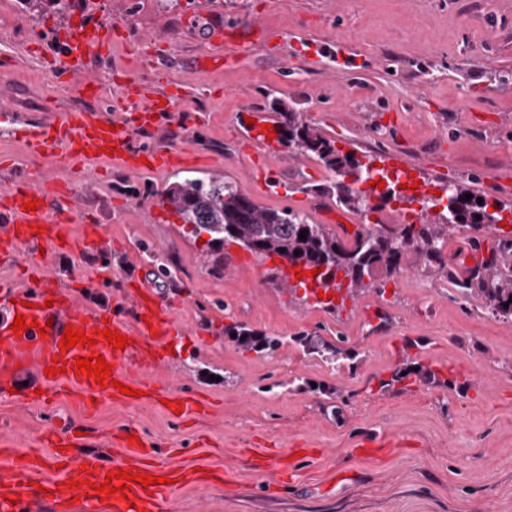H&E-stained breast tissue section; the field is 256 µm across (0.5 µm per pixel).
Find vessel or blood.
<instances>
[{
  "mask_svg": "<svg viewBox=\"0 0 512 512\" xmlns=\"http://www.w3.org/2000/svg\"><path fill=\"white\" fill-rule=\"evenodd\" d=\"M111 31L100 22L80 24L68 31L63 39V52L57 60V71L65 78L82 77L93 95H101V84L87 76L85 62L96 55L109 54ZM323 58L333 62L337 70L345 71L355 65L358 55L344 40L332 41L323 51ZM176 95L135 93L127 97L120 116L100 118L84 112H65L41 120H28L15 113L8 103L0 104V123L6 124L13 139L24 142L29 154L47 159L55 172L49 182L33 184L23 172L21 159L0 154V178L5 185L0 188V256L5 259L23 255L25 263L38 260L45 251L59 248L61 237L75 221L68 204L75 192L65 173L72 161H100V148L114 145L113 161L133 172H155L170 169L172 161L182 156L177 147H138L134 137L154 127L155 117L173 110ZM249 121L240 133L253 149L270 155L272 141L265 127L270 124L268 113L255 109L252 103L243 107ZM37 201L36 211L24 210L28 201ZM31 321V328L24 332L12 331L16 316ZM46 326V333H39V326ZM83 332L85 339L70 350H62L59 342L66 328ZM117 331L129 340L124 349H113L98 333L104 329ZM182 329L172 318L169 302L149 289L139 290L132 315H125L116 308L88 311L79 292L63 290L46 281L30 283L23 288L9 285L0 287V398L8 400H36V392H14L18 369L36 362L42 374L38 390L65 388L73 400L85 411H92L97 402L110 400L128 402V395L119 391L126 385L144 390V375L161 359L162 351L175 342ZM96 337L95 346H87L86 338ZM103 356L110 364L112 381L98 385L94 377L75 372L76 358L88 355ZM56 369V376L45 375V368ZM49 448V457L38 455L16 456L11 440L0 439V454L6 458L7 467L0 471V512H29V496L37 489H44L45 500L54 504L58 512H84L89 502L92 485L104 482L107 474L118 471L144 472L160 477L157 485L132 482L126 497L106 496L110 512H161L174 484L198 480L192 466L181 464V449H173L169 459H160L145 446L119 436L117 445L120 457L104 456L90 465H83L78 452L89 445L90 436H79L74 426L54 423L41 436ZM59 464L58 477L46 472L47 463Z\"/></svg>",
  "mask_w": 512,
  "mask_h": 512,
  "instance_id": "obj_1",
  "label": "vessel or blood"
}]
</instances>
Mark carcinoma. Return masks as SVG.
I'll list each match as a JSON object with an SVG mask.
<instances>
[{
  "mask_svg": "<svg viewBox=\"0 0 512 512\" xmlns=\"http://www.w3.org/2000/svg\"><path fill=\"white\" fill-rule=\"evenodd\" d=\"M284 104L275 99L271 110L276 113L275 127H281L286 137L277 143L291 150L313 156L324 163L336 180L327 190L337 193L339 202L348 209L364 212L369 208L368 197L343 177L353 176L367 167L359 159L341 153L335 141L319 128L304 122L301 113L282 110ZM471 189L455 184L448 192V204L442 217L430 224H362L352 244L346 245L325 224H311L306 217L288 209H266L257 206L238 192L234 185L222 177L185 178L170 184L163 199L173 207L186 226L187 233L198 239L209 235L204 251L214 253L227 242L236 243L246 250L269 258L302 260L312 266L323 264L326 270L317 275L326 290L349 291L378 288L375 271L383 267L392 273L400 268L406 248L412 246L433 264L434 273L450 278L448 263L442 249L445 237L460 227L479 232L494 228L501 220V209L490 213L488 203H477L479 195L465 199ZM306 239H299L302 231ZM300 254H295V251ZM512 238L498 241V253L485 261L482 271L469 279L455 282L457 291L466 296L484 297L502 316L512 318ZM230 333L244 346L265 352L282 345L283 340L267 336L244 326L234 327Z\"/></svg>",
  "mask_w": 512,
  "mask_h": 512,
  "instance_id": "obj_1",
  "label": "carcinoma"
}]
</instances>
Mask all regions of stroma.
<instances>
[{
    "label": "stroma",
    "mask_w": 512,
    "mask_h": 512,
    "mask_svg": "<svg viewBox=\"0 0 512 512\" xmlns=\"http://www.w3.org/2000/svg\"><path fill=\"white\" fill-rule=\"evenodd\" d=\"M88 2L74 0L59 14L0 0L7 22L0 101L38 120L82 95L79 82L53 79L45 57L78 13H89ZM483 2L112 0V50L93 72L103 93L89 110L105 115L129 78L154 91L184 84L175 111L134 142L181 143L191 159L171 173L72 164L75 245L46 254L41 275L86 292L91 309L132 308L130 280L168 296L186 338L149 380L174 381L210 407L178 422L158 399L137 407L103 402L89 413L62 394L42 405L0 400V437L40 453L43 428L73 421L97 433L82 451L89 460L133 428L158 453L181 448L184 462L226 474L223 482L174 490L165 512H512V319L454 291L489 258L501 231L485 232L477 249L470 231L449 234L443 256L451 279L426 271L410 252L385 276L384 292L340 291L319 304L281 288L276 262L238 244L207 256L177 215L159 211L171 183L218 175L259 206L287 207L332 229L399 220L386 207L364 215L341 207L326 189L332 172L281 146L278 163L301 162L309 176L289 179L280 198L252 192L259 169L239 136L241 108L251 101L266 110L279 99L364 163L407 159L403 143H419L418 174L430 189L464 183L512 216V0L491 9ZM229 22L234 31L212 45L211 33ZM273 32L319 42L345 34L364 68L354 75L316 66L300 47L277 46ZM88 219L101 226L90 244ZM373 314L384 317L385 330H370ZM240 324L286 343L246 350L229 334ZM300 335L309 346L297 344ZM332 348L356 357L332 363ZM374 434L396 442L388 457L357 453L360 439ZM257 439L288 449L308 439L317 451L289 456L295 476L283 478L273 466L251 464Z\"/></svg>",
    "instance_id": "1"
}]
</instances>
